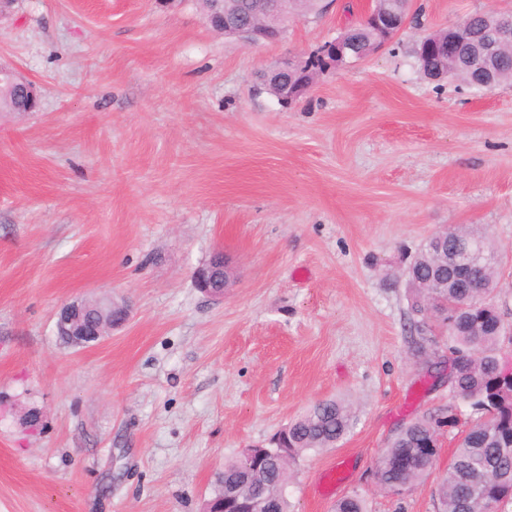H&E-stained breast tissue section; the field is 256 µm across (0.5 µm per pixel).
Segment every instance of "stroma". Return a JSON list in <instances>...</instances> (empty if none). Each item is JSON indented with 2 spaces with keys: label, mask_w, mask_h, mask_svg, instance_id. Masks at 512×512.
<instances>
[{
  "label": "stroma",
  "mask_w": 512,
  "mask_h": 512,
  "mask_svg": "<svg viewBox=\"0 0 512 512\" xmlns=\"http://www.w3.org/2000/svg\"><path fill=\"white\" fill-rule=\"evenodd\" d=\"M370 5L336 0L257 45L196 0H18L0 21V65L40 92L0 112V512H203L226 462L329 398L352 427L292 465L290 512L350 495L439 512L444 421L474 414L413 357L403 272L437 232L477 226L512 324V90L428 80L414 51L512 0H412L415 22L292 104L263 89ZM218 252L235 272L220 302L194 281ZM77 299L130 319L72 348L54 314ZM424 416L441 422L429 479L379 490L378 456Z\"/></svg>",
  "instance_id": "stroma-1"
}]
</instances>
